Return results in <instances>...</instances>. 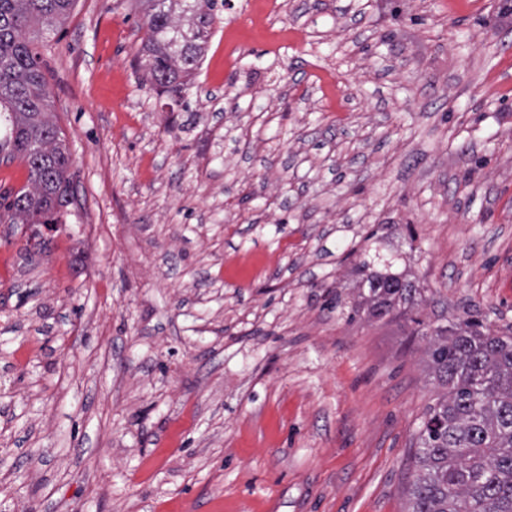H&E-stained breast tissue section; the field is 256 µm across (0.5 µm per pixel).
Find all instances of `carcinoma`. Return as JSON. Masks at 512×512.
Segmentation results:
<instances>
[{
	"label": "carcinoma",
	"instance_id": "obj_1",
	"mask_svg": "<svg viewBox=\"0 0 512 512\" xmlns=\"http://www.w3.org/2000/svg\"><path fill=\"white\" fill-rule=\"evenodd\" d=\"M139 28L151 85L180 92L199 68L214 19V0H141ZM73 0H0V154L19 159L27 185L0 194V219L56 224L73 203L71 153L49 119L50 95L32 33L54 30ZM187 17L173 20L175 8ZM367 313L382 317L420 293L394 274L366 277ZM470 319L431 329L428 357L448 389L429 407L417 437L418 473L409 512H512V336H491Z\"/></svg>",
	"mask_w": 512,
	"mask_h": 512
}]
</instances>
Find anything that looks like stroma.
<instances>
[{"label":"stroma","instance_id":"obj_1","mask_svg":"<svg viewBox=\"0 0 512 512\" xmlns=\"http://www.w3.org/2000/svg\"><path fill=\"white\" fill-rule=\"evenodd\" d=\"M280 2L180 97L138 0L34 42L74 202L0 224V512H408L422 324L512 335V0ZM376 254L421 293L351 316Z\"/></svg>","mask_w":512,"mask_h":512}]
</instances>
